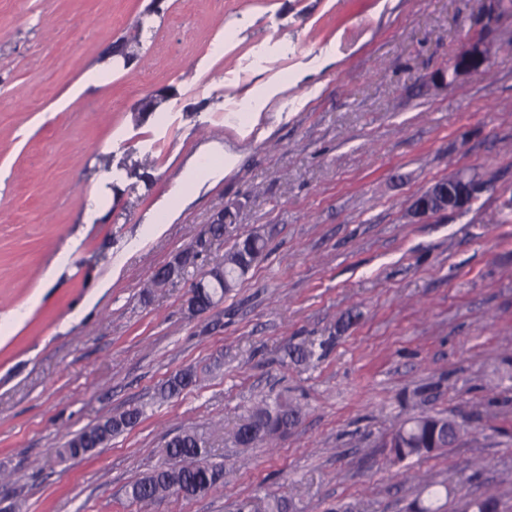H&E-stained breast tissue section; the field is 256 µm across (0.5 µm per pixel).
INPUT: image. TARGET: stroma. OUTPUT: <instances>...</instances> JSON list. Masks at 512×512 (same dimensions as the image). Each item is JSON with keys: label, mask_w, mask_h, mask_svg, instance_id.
I'll return each instance as SVG.
<instances>
[{"label": "stroma", "mask_w": 512, "mask_h": 512, "mask_svg": "<svg viewBox=\"0 0 512 512\" xmlns=\"http://www.w3.org/2000/svg\"><path fill=\"white\" fill-rule=\"evenodd\" d=\"M480 7L0 0V512H240L266 495L292 512H413L432 483L450 491L441 512L488 497L512 512V10L488 25ZM480 37L486 67L451 79ZM121 38L137 58L82 88ZM258 87L276 94L243 137L226 114ZM208 142L236 166L200 175L162 223L188 163L220 164L200 157ZM459 174L481 184L466 209L411 217ZM93 192L105 213L88 224ZM224 211L268 249L194 316L192 285L230 248L208 233ZM187 368L198 384L159 399ZM278 398L298 422L239 446L252 408ZM132 407L133 429L56 458ZM436 414L467 436L395 461L393 430ZM182 429L207 438L223 484L132 503Z\"/></svg>", "instance_id": "obj_1"}]
</instances>
